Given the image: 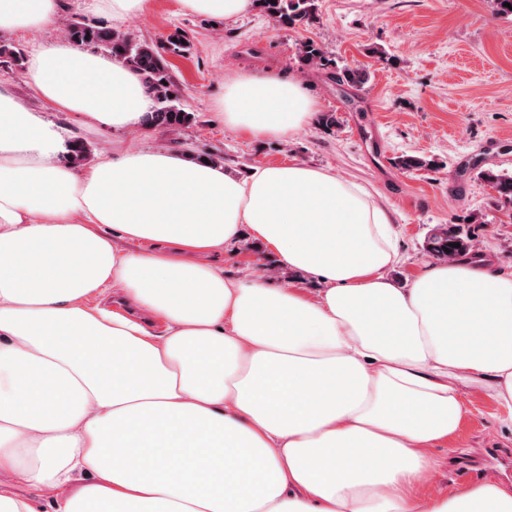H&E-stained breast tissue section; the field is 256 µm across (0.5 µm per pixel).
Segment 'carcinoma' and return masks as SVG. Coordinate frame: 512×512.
Returning a JSON list of instances; mask_svg holds the SVG:
<instances>
[{"mask_svg": "<svg viewBox=\"0 0 512 512\" xmlns=\"http://www.w3.org/2000/svg\"><path fill=\"white\" fill-rule=\"evenodd\" d=\"M256 8L266 17L289 29L305 28L314 22L318 0H254ZM66 37L82 46H92L120 59L133 70L152 93L155 108L149 127L174 130L189 126L194 113L189 111L177 84L174 82L166 55L183 56L191 49L190 40L181 32L167 36L159 43L140 40L133 33L91 25L73 19L65 24ZM297 56L302 64L329 71L339 85L361 86L368 82L369 72L359 66H338L322 45L312 39L301 42ZM0 59L5 63L23 66L24 55L14 44L0 40ZM396 168L404 171L437 170L440 164L425 155H401L393 159ZM478 177L485 181L497 196L512 203V174L481 171ZM426 250L437 258L466 254L468 239L453 225L440 224L427 238Z\"/></svg>", "mask_w": 512, "mask_h": 512, "instance_id": "cac0c4a2", "label": "carcinoma"}]
</instances>
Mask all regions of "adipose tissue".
<instances>
[{
    "label": "adipose tissue",
    "instance_id": "1",
    "mask_svg": "<svg viewBox=\"0 0 512 512\" xmlns=\"http://www.w3.org/2000/svg\"><path fill=\"white\" fill-rule=\"evenodd\" d=\"M235 21L253 0H177ZM67 0H0V36L54 29ZM0 87V512H512V485L421 494L471 412L512 432V271L432 263L407 287L388 213L302 162L223 164L114 142L89 164L47 121L144 129L153 97L65 38ZM227 127L283 138L315 110L270 70L224 88ZM294 281L228 278L243 235ZM132 244L118 246V239ZM138 241L154 251L134 250Z\"/></svg>",
    "mask_w": 512,
    "mask_h": 512
}]
</instances>
